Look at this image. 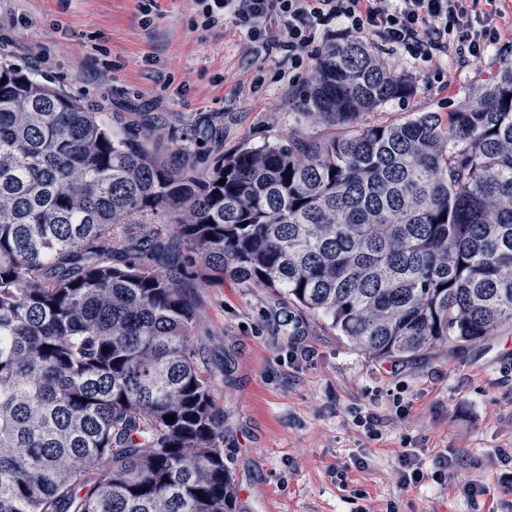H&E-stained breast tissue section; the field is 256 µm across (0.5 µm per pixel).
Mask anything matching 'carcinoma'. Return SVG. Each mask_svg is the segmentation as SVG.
<instances>
[{
	"label": "carcinoma",
	"instance_id": "carcinoma-1",
	"mask_svg": "<svg viewBox=\"0 0 512 512\" xmlns=\"http://www.w3.org/2000/svg\"><path fill=\"white\" fill-rule=\"evenodd\" d=\"M410 92L330 46L287 143L199 170L153 116L116 131L0 56V512H234L199 275L279 288L378 361L512 330V60L446 117L368 122Z\"/></svg>",
	"mask_w": 512,
	"mask_h": 512
}]
</instances>
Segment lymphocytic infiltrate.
<instances>
[{"mask_svg": "<svg viewBox=\"0 0 512 512\" xmlns=\"http://www.w3.org/2000/svg\"><path fill=\"white\" fill-rule=\"evenodd\" d=\"M470 0H196L198 18L209 29L231 20L254 51L291 68L317 56L335 31L371 36L382 45L407 49L426 60L455 55L481 60L512 33L497 0H486L483 16Z\"/></svg>", "mask_w": 512, "mask_h": 512, "instance_id": "lymphocytic-infiltrate-1", "label": "lymphocytic infiltrate"}]
</instances>
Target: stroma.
Instances as JSON below:
<instances>
[{
	"label": "stroma",
	"mask_w": 512,
	"mask_h": 512,
	"mask_svg": "<svg viewBox=\"0 0 512 512\" xmlns=\"http://www.w3.org/2000/svg\"><path fill=\"white\" fill-rule=\"evenodd\" d=\"M196 18L195 0H154L148 23L138 0H0V52L101 105L114 125L153 113L163 147L213 118L222 137L195 147L201 166L217 145L286 141L317 60L283 74L231 23L206 30ZM373 51L413 87L371 112L375 123L470 103L504 53L496 45L477 62L448 58L438 80L407 50ZM187 294L194 344L224 405L236 512H385L391 503L397 512H512V487L500 481V452L512 448V331L462 352L443 343L410 363L375 361L282 291L194 280ZM370 413L381 421L377 440L358 423ZM407 447L425 477L404 488L395 470ZM445 455L457 476L439 484L431 474ZM469 482L484 489L477 500Z\"/></svg>",
	"instance_id": "1"
}]
</instances>
